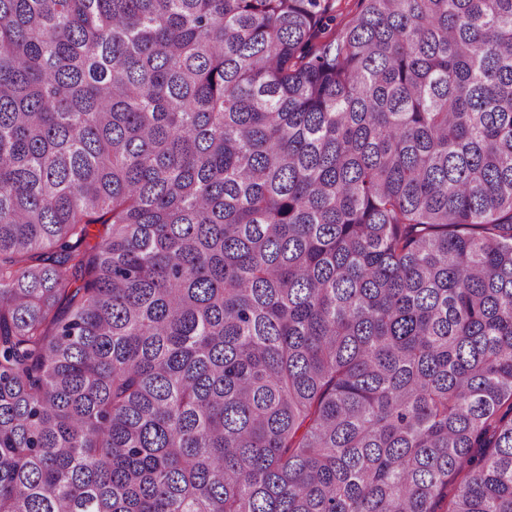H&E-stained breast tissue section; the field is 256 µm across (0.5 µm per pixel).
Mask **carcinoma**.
<instances>
[{
	"instance_id": "1",
	"label": "carcinoma",
	"mask_w": 512,
	"mask_h": 512,
	"mask_svg": "<svg viewBox=\"0 0 512 512\" xmlns=\"http://www.w3.org/2000/svg\"><path fill=\"white\" fill-rule=\"evenodd\" d=\"M335 11L0 0V512H512V0Z\"/></svg>"
}]
</instances>
